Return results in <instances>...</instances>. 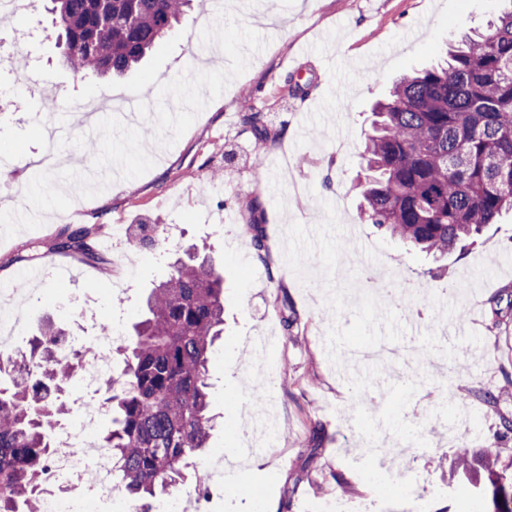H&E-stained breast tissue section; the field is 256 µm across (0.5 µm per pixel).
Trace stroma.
Instances as JSON below:
<instances>
[{
	"label": "stroma",
	"instance_id": "stroma-1",
	"mask_svg": "<svg viewBox=\"0 0 512 512\" xmlns=\"http://www.w3.org/2000/svg\"><path fill=\"white\" fill-rule=\"evenodd\" d=\"M502 0H192L182 26L133 72L112 80L63 69L48 0L34 15L8 19L38 27L37 54L63 109L34 101L23 81L5 84L13 110L0 112V282L37 271L29 287L0 295L21 313L11 352L21 351L35 324L50 317L69 333L85 295L99 319L131 328L172 258L196 246L224 272V343L210 366L209 448L251 449L238 468L249 492L220 498L207 456L190 464L188 484L207 478L200 512H248L261 488V512H311L316 501L349 503L378 496V512H407L410 493L427 496V512H471L484 490L457 470L460 448L500 438L499 416L512 395L488 406L512 375V313L492 322L495 296L512 291V212L488 225L474 245L434 259L359 218L354 187L374 104L402 74L430 65L450 40L483 27ZM305 93L288 95L289 82ZM136 95L153 106L139 124L113 120L101 152L87 158L78 112L92 95ZM263 112L270 141L255 149L240 117ZM264 180H257V173ZM331 186H324V174ZM52 185L43 194L41 183ZM265 208L271 262L249 246L240 212ZM142 225L139 245L113 239L96 259L80 262L53 251L72 223ZM395 274L412 298L400 312L371 275ZM296 317L292 332L283 308ZM427 333L409 337L408 318ZM416 343L414 373L346 358L364 343L403 351ZM271 349L279 367L266 386L275 397V445H256L246 406L262 370L252 347ZM423 417V436L399 460L374 465L372 449L395 425ZM318 449H310L314 431Z\"/></svg>",
	"mask_w": 512,
	"mask_h": 512
}]
</instances>
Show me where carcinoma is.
<instances>
[{
    "instance_id": "cac0c4a2",
    "label": "carcinoma",
    "mask_w": 512,
    "mask_h": 512,
    "mask_svg": "<svg viewBox=\"0 0 512 512\" xmlns=\"http://www.w3.org/2000/svg\"><path fill=\"white\" fill-rule=\"evenodd\" d=\"M189 2L51 0L63 64L85 76H122L174 31ZM372 115L356 183L361 219L426 252L474 240L512 210V8L449 47L443 63L403 75ZM242 125L258 141L270 135L261 112L245 114ZM262 214L255 200L245 220L250 247L267 264ZM93 230L66 227L53 249L89 258ZM170 268L119 345L123 362L105 389L112 477L139 500L184 481L187 459L207 447L213 427L209 372L224 334V276L190 252ZM36 321L25 350L0 362V512H31L52 431L67 414L60 395L73 371L58 359L67 333L44 316ZM500 463L495 444L457 462L482 484V512H512V481Z\"/></svg>"
}]
</instances>
